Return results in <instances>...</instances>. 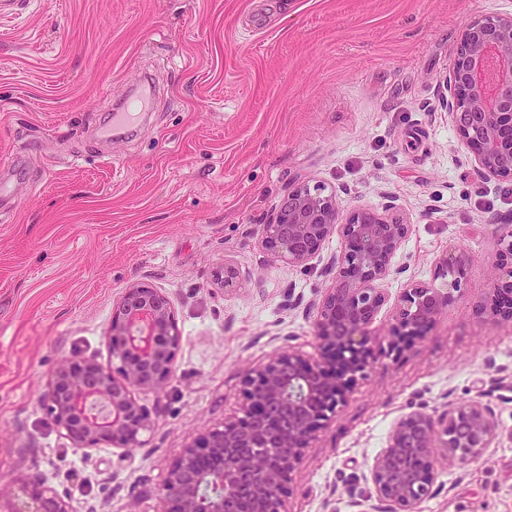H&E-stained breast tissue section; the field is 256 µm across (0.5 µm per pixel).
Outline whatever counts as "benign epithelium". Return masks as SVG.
<instances>
[{
	"instance_id": "benign-epithelium-1",
	"label": "benign epithelium",
	"mask_w": 512,
	"mask_h": 512,
	"mask_svg": "<svg viewBox=\"0 0 512 512\" xmlns=\"http://www.w3.org/2000/svg\"><path fill=\"white\" fill-rule=\"evenodd\" d=\"M448 117L478 172L512 180V14L466 24L446 77ZM409 225L385 212H340L321 184L288 188L274 218L258 226L261 245L276 260L308 264L327 238L345 248L331 261V285L309 305L315 315L318 356L278 349L248 367L243 403L224 423L206 429L172 461L159 493L158 512H288L292 475L317 433L349 400L358 377L377 359L374 323L392 304L396 325L384 352L403 353L427 337L461 291L469 256L442 255L435 281L409 282L390 297L384 283ZM493 263V294L482 313L512 321V230L501 234ZM215 279L238 286L235 266L224 264ZM110 361L64 359L52 371L41 401L53 423L79 450L107 444L126 450L143 445L151 412L135 396L160 392L175 372L181 336L169 297L145 283L125 288L108 330ZM497 420L479 399L439 410L417 408L391 427L387 445L373 459L372 489L351 506L376 501L387 512H414L431 498L442 466L479 461L497 436ZM7 512H73L69 503L33 476L7 488Z\"/></svg>"
}]
</instances>
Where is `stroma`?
Wrapping results in <instances>:
<instances>
[{"instance_id": "1", "label": "stroma", "mask_w": 512, "mask_h": 512, "mask_svg": "<svg viewBox=\"0 0 512 512\" xmlns=\"http://www.w3.org/2000/svg\"><path fill=\"white\" fill-rule=\"evenodd\" d=\"M512 0H33L0 14V484L36 475L73 512H158L170 463L241 402L274 349L316 355L309 304L342 241L311 264L273 261L257 229L293 184L341 211L390 210L410 231L386 288L470 263L429 336L381 356L307 449L290 512H353L370 464L410 407L479 398L495 443L441 469L418 512H512V322L480 314L512 181L467 158L441 105L458 35ZM159 90L128 138H104L112 99ZM239 271L227 290L214 273ZM144 282L171 299L176 370L138 399L142 447L75 449L39 402L64 358L107 361L112 307Z\"/></svg>"}]
</instances>
